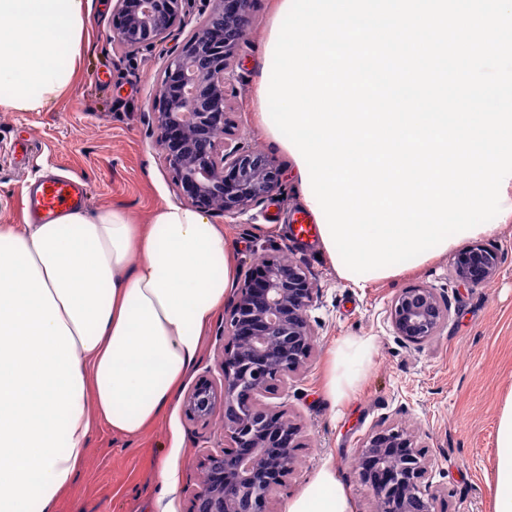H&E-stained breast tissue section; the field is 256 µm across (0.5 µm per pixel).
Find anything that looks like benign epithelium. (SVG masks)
Returning a JSON list of instances; mask_svg holds the SVG:
<instances>
[{"label": "benign epithelium", "mask_w": 512, "mask_h": 512, "mask_svg": "<svg viewBox=\"0 0 512 512\" xmlns=\"http://www.w3.org/2000/svg\"><path fill=\"white\" fill-rule=\"evenodd\" d=\"M251 0H116L112 40L127 53L183 39L166 57L164 78L147 113L153 145L185 205L236 219L279 194L280 168L235 134L228 84L251 24ZM198 13L188 26L192 13ZM224 133L217 139L216 132ZM499 254L475 242L458 250L457 281L478 286L499 270ZM318 289L311 273L276 247L238 282L224 318L220 379L200 376L183 415L205 427L224 414V447L203 453L204 483L187 512H273L272 500L294 470L302 426L267 402L301 375L313 349L308 311ZM396 336L420 346L448 323V301L432 288H407L390 306ZM425 445L395 425L375 428L356 449L357 477L373 495L372 512H431Z\"/></svg>", "instance_id": "obj_1"}]
</instances>
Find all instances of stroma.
<instances>
[{
    "label": "stroma",
    "instance_id": "obj_1",
    "mask_svg": "<svg viewBox=\"0 0 512 512\" xmlns=\"http://www.w3.org/2000/svg\"><path fill=\"white\" fill-rule=\"evenodd\" d=\"M278 0H252L251 25L234 61L237 92L235 133L273 157L282 168L284 191L230 219L213 215L246 276L266 250L288 248L311 271L318 299L309 315L314 346L305 372L276 398L304 425L295 469L278 490L275 512L301 492L315 472L330 464L345 482L353 512H370L372 497L353 465L355 450L374 427L397 424L419 433L434 484L442 492L434 512H493L495 435L505 400L512 395V219L483 244L501 265L488 282L466 287L455 278L452 254L419 270L359 288L336 275L317 238L296 234L307 209L287 154L264 135L257 86ZM115 0H88V22L72 83L60 103L43 112H0V224L24 223L27 184L49 173L82 179L87 210L113 207L147 223L162 203H179L170 172L147 132L144 117L163 79L166 51L174 40L134 55L112 41ZM424 286L448 301V323L430 341L409 346L395 336L389 308L402 289ZM224 315L205 329L196 363L182 387L218 377L224 350ZM347 337H370L376 353L358 392L333 409L323 384L328 348ZM174 398L140 435L126 437L99 425L76 479L54 512H187L189 497L204 477L200 455L224 445V417L208 426L188 422ZM169 463L174 490L159 494L158 469Z\"/></svg>",
    "mask_w": 512,
    "mask_h": 512
}]
</instances>
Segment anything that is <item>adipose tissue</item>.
<instances>
[{"label": "adipose tissue", "mask_w": 512, "mask_h": 512, "mask_svg": "<svg viewBox=\"0 0 512 512\" xmlns=\"http://www.w3.org/2000/svg\"><path fill=\"white\" fill-rule=\"evenodd\" d=\"M86 0H0V110L40 112L69 88ZM237 267L221 225L167 203L145 224L74 209L48 224H0V512H53L97 422L133 437L193 367ZM369 338L330 351L325 391L340 406L365 378ZM494 512H512V399L496 433ZM284 512H353L322 466Z\"/></svg>", "instance_id": "adipose-tissue-1"}]
</instances>
